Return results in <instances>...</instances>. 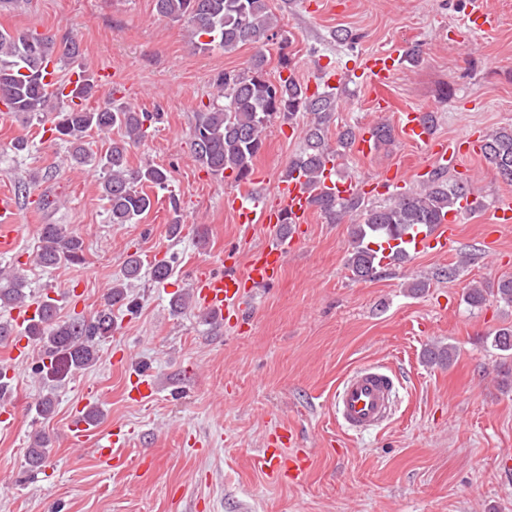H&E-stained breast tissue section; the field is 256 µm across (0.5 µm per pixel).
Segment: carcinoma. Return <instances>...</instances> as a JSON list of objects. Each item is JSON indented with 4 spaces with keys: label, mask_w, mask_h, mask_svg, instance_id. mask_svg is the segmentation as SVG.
<instances>
[{
    "label": "carcinoma",
    "mask_w": 512,
    "mask_h": 512,
    "mask_svg": "<svg viewBox=\"0 0 512 512\" xmlns=\"http://www.w3.org/2000/svg\"><path fill=\"white\" fill-rule=\"evenodd\" d=\"M156 12L176 22H184L191 43L203 50L221 48L232 51L238 45L263 43L276 37L279 44L288 46V36L277 29L269 0H155ZM80 54L73 39L57 41L54 36L29 31L0 29V103L10 112L22 113L42 120L51 115L49 132L55 141L71 147V161L97 168L102 173L101 192L108 202L114 224H129L149 212L154 199L144 186L165 188L170 181L169 171L157 165L132 168L128 164L131 148L145 141L149 128L158 122L161 113L139 112L134 108L108 101L90 108L86 105L94 93L95 79L82 75L67 95L58 85L43 81L44 64L52 59L56 65L73 60ZM266 57L261 51L251 59L243 72L224 71L213 79L217 102L194 115L191 151L196 161L215 177L229 171L235 181L250 180L254 159L260 153L266 130L275 121L294 122L298 114L308 112L313 119L303 130V146L289 162L285 176L299 174L306 183H319L326 164H336L356 137L357 128L346 125L336 135V146L328 140V126L336 109L337 93L322 89L308 94L307 85L293 76L272 82L266 78ZM224 103H218V100ZM124 131L123 139L112 142L105 152L93 150L87 140L92 131L108 133L113 128ZM377 144L394 143L393 127L385 122L373 126ZM485 160L503 181L512 183V126L498 128L489 134L482 145ZM473 194L465 183H448L441 172L432 174L419 191L398 193L383 204L375 205L361 197L341 199L327 192L313 198L314 210L330 222L352 214V250L348 267L360 280H371L378 274V253L370 247L387 239H397L416 225L423 227L441 224L448 213ZM36 261L42 267L62 262L79 264L84 261L83 240L66 232L59 224H44L40 230V245ZM143 261L133 254L126 260L122 275L115 280L104 296L103 304L88 319L58 316L55 300L42 299L40 320L26 332L29 339L40 345L50 365L38 367L46 378L59 381L70 373L79 372L94 364L97 343L112 335L114 307H134L127 294L128 282L141 276ZM26 279L17 267L0 269V306L19 307L30 302L25 292ZM512 305V277L501 279L497 288H470L468 304L477 307L486 301L487 294ZM493 347L512 352V326L495 331ZM50 448V437L35 432L27 448V464L38 468Z\"/></svg>",
    "instance_id": "obj_1"
}]
</instances>
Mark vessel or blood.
<instances>
[{
    "label": "vessel or blood",
    "instance_id": "obj_1",
    "mask_svg": "<svg viewBox=\"0 0 512 512\" xmlns=\"http://www.w3.org/2000/svg\"><path fill=\"white\" fill-rule=\"evenodd\" d=\"M403 59L399 51H385L369 57L364 63L365 81L371 85L387 82ZM397 122L404 139L411 145L429 150L434 167L445 170L457 167L466 150L475 149L478 139L467 144H449L437 139L415 110L398 113ZM400 169L386 170L379 178L359 182L346 178L333 168H326L319 183L320 190L341 198L370 194L381 188L399 185ZM312 193L303 180L283 178L271 192H250L248 196L229 194L224 206L232 210L243 232H251L258 225L269 229L268 239L255 248L244 272L232 270L223 273L201 272L196 276V300L203 311L214 321L223 322L225 315L242 310L249 286L277 284L281 278L289 251L308 232ZM19 204L16 197L0 193V251H12L16 243ZM288 219L287 235H280L281 219ZM454 239L450 224L435 225L430 232L412 230L399 239L389 241L383 251L384 263L396 260L398 253L413 250L447 252ZM395 397V382L387 368L365 365L349 372L338 384L333 395L332 410L338 424L351 433L360 434L382 426L390 416ZM68 439L77 445L93 443L102 462L115 460L114 440H105L93 433L87 419V410L76 406L68 428ZM309 462L307 449L299 447L293 431H285L284 440L273 450L265 451L259 461L261 470L270 478H299Z\"/></svg>",
    "mask_w": 512,
    "mask_h": 512
}]
</instances>
